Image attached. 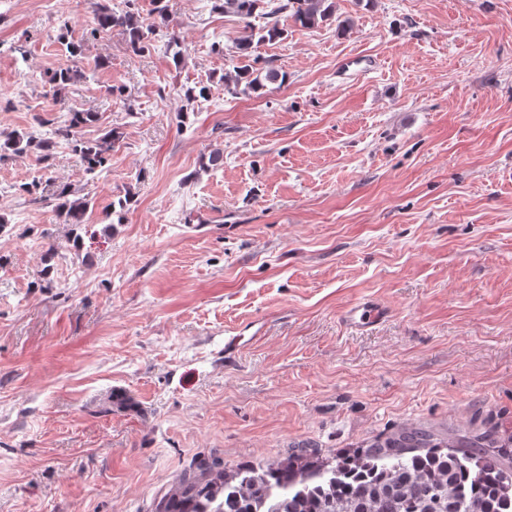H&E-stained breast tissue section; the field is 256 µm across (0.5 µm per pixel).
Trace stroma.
Wrapping results in <instances>:
<instances>
[{"label": "stroma", "instance_id": "obj_1", "mask_svg": "<svg viewBox=\"0 0 512 512\" xmlns=\"http://www.w3.org/2000/svg\"><path fill=\"white\" fill-rule=\"evenodd\" d=\"M165 3L136 0L178 65L167 33L138 55L89 38L121 0H0V142L74 111L98 115L84 139L117 133L93 176L62 140L0 152V512H156L203 459L512 431V0L280 14L255 54L287 79L261 96L224 91L245 19ZM73 67L94 80L53 102ZM63 184L90 193L84 225L58 220ZM369 301L385 320L346 325Z\"/></svg>", "mask_w": 512, "mask_h": 512}]
</instances>
